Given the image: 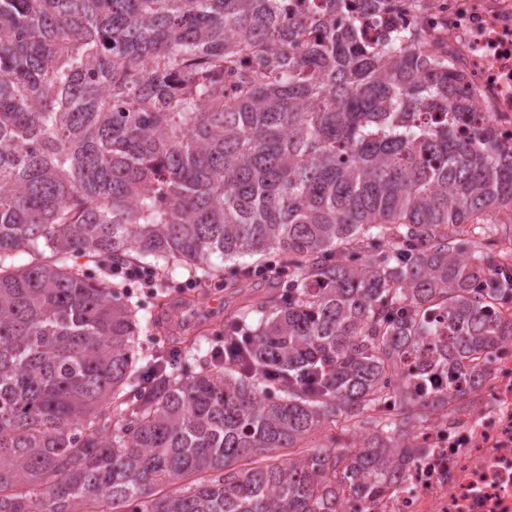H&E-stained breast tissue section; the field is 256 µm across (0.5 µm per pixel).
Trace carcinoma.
<instances>
[{"label": "carcinoma", "mask_w": 512, "mask_h": 512, "mask_svg": "<svg viewBox=\"0 0 512 512\" xmlns=\"http://www.w3.org/2000/svg\"><path fill=\"white\" fill-rule=\"evenodd\" d=\"M383 2L0 0V512H339L467 406L512 340V151ZM248 254L225 287L273 291L223 355L143 371L111 268Z\"/></svg>", "instance_id": "obj_1"}]
</instances>
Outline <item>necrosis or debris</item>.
Segmentation results:
<instances>
[{
    "mask_svg": "<svg viewBox=\"0 0 512 512\" xmlns=\"http://www.w3.org/2000/svg\"><path fill=\"white\" fill-rule=\"evenodd\" d=\"M394 27L417 29L418 48L445 56L469 98L471 120L512 146V0H402ZM472 414L439 412L385 487L346 498L341 512H512V341Z\"/></svg>",
    "mask_w": 512,
    "mask_h": 512,
    "instance_id": "4bbe7bcc",
    "label": "necrosis or debris"
}]
</instances>
